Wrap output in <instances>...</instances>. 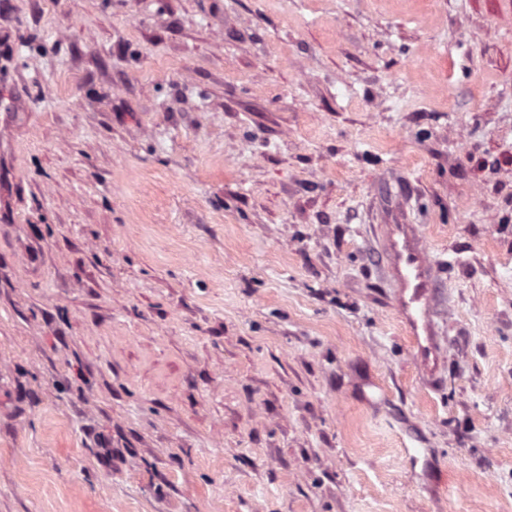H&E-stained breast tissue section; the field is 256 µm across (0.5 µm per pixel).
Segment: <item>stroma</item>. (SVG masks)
Returning <instances> with one entry per match:
<instances>
[{"instance_id": "stroma-1", "label": "stroma", "mask_w": 512, "mask_h": 512, "mask_svg": "<svg viewBox=\"0 0 512 512\" xmlns=\"http://www.w3.org/2000/svg\"><path fill=\"white\" fill-rule=\"evenodd\" d=\"M0 512H512V0H0ZM385 258L384 276L396 288V308L414 341L413 359L433 377L438 369L439 343L434 307L437 302V264L415 224H376Z\"/></svg>"}]
</instances>
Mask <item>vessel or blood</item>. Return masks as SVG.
<instances>
[{"label": "vessel or blood", "instance_id": "1", "mask_svg": "<svg viewBox=\"0 0 512 512\" xmlns=\"http://www.w3.org/2000/svg\"><path fill=\"white\" fill-rule=\"evenodd\" d=\"M377 240L385 258L383 272L396 290V308L414 341L413 359L427 375H435L439 343L434 307L437 264L412 224H381Z\"/></svg>", "mask_w": 512, "mask_h": 512}]
</instances>
